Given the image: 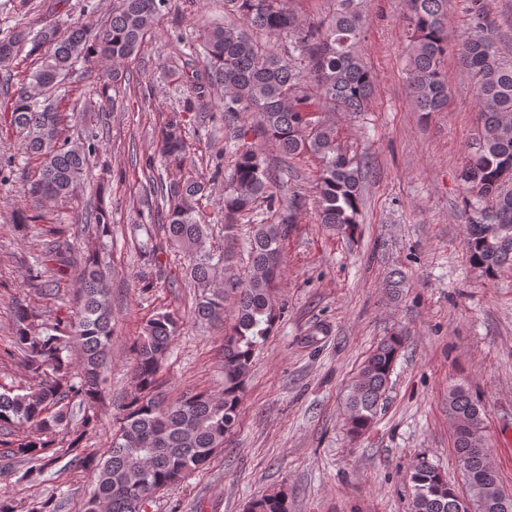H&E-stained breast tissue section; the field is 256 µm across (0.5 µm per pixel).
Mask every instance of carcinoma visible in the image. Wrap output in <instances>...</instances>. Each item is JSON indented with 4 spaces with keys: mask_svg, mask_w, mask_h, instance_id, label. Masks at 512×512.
Listing matches in <instances>:
<instances>
[{
    "mask_svg": "<svg viewBox=\"0 0 512 512\" xmlns=\"http://www.w3.org/2000/svg\"><path fill=\"white\" fill-rule=\"evenodd\" d=\"M470 15L467 35L458 43L460 60L476 84L479 132L476 150L461 178L465 185V248L472 264L492 277L512 264V60L500 57L492 35L489 0H466ZM409 26L406 82L415 111L424 115L448 107V80L443 62L451 47L448 0H401ZM168 0H120L109 22L95 33L74 25L61 36L53 26L38 31L17 28L0 39V68L17 53L41 59L30 81L0 101L10 123L24 135L23 153L40 160L38 177L23 190L29 207L75 195L86 175L96 144L61 140V114L54 103L41 100L58 87L76 63L96 66L101 59L117 66L138 50L156 29ZM224 13L241 25H215L203 33L202 68L183 61L168 71L185 88V110L208 88L224 90V123L256 115V134L273 142L288 158L310 154L320 163L315 185L319 223L353 227L363 206V153L340 140L336 112L359 114L370 108L372 72L361 53L368 15L365 0H333L326 21L304 25L287 0H224ZM288 37L283 57L256 34ZM234 164L224 180V223L252 212L260 199L274 200L273 180L261 149L234 135ZM164 165L185 169L191 152L182 120L171 117L159 134ZM210 186L192 175H181L157 188L165 212V234L171 245L189 257L185 276L200 290L193 312L197 321L224 325L223 380L214 393L160 398V372L180 318L161 312L151 318L132 348L136 392L124 404L112 448L103 460L80 452L84 437L97 427L95 406L106 392L104 371L112 335L108 283L93 255L75 263L70 252L56 250L28 265L29 279L45 296L57 294V281L47 276L71 269L82 293L71 314L53 324L35 325L28 305L14 309V348L25 369L38 382L14 393H0V472L17 459L28 464L25 478L39 476L59 458L57 437L69 436L71 462L96 471L94 489L81 512H146L145 505L161 489L176 484L211 463L224 439L239 424L245 382L259 348L274 332L283 307L275 299L282 278V241L298 222L301 200L290 198L276 224H258L249 241L254 273L235 284L237 302L231 321L224 320V289L216 286L219 265L228 251L215 255L208 247V225L198 204ZM101 237L112 233L108 212L96 209L86 220ZM404 339L383 338L364 360L346 395V431L358 439L375 422L386 399ZM80 348L73 363L71 345ZM84 408L70 425L73 404ZM485 413L478 392L461 386L448 389V421L453 450L468 487L469 512H512L498 496L501 477L491 463L485 442ZM28 435L13 437L15 430ZM411 512H459L456 489L429 460L422 458L407 472ZM64 493L49 491L34 512H60ZM248 512H289L288 496L279 490L252 500Z\"/></svg>",
    "mask_w": 512,
    "mask_h": 512,
    "instance_id": "obj_1",
    "label": "carcinoma"
}]
</instances>
